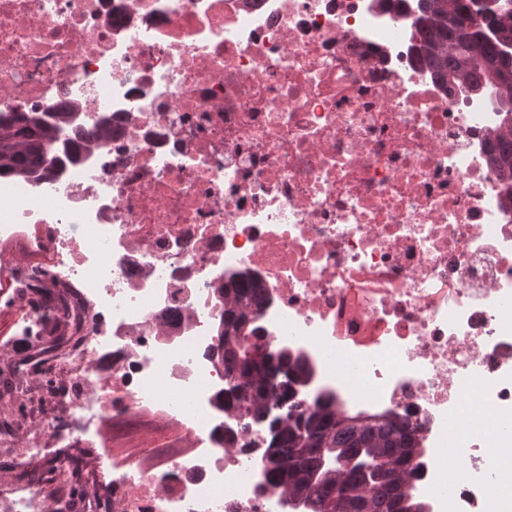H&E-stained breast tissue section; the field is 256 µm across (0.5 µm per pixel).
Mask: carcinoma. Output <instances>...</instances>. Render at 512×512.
Returning <instances> with one entry per match:
<instances>
[{
	"label": "carcinoma",
	"instance_id": "carcinoma-1",
	"mask_svg": "<svg viewBox=\"0 0 512 512\" xmlns=\"http://www.w3.org/2000/svg\"><path fill=\"white\" fill-rule=\"evenodd\" d=\"M417 62L451 93L481 101L504 113L512 123V12L484 9V22L474 17L468 0H413ZM69 112L34 113L16 129L0 123V175L32 178L46 164L71 155L61 138ZM494 163L512 180V136L498 134ZM233 309L224 313L220 332L228 360V403L245 405L268 422L271 437L265 450L267 483L281 489L284 502L297 512H426L410 477L413 460L424 456L416 434L392 419L371 423L345 415L321 395L273 410L278 392L305 387L312 370L300 357L282 348L256 358L254 345L231 343L246 322L242 317L259 294V285L244 274L229 279ZM275 382H270V379ZM63 485L80 498L85 477L69 467Z\"/></svg>",
	"mask_w": 512,
	"mask_h": 512
}]
</instances>
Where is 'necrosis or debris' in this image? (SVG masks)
<instances>
[{
    "instance_id": "1",
    "label": "necrosis or debris",
    "mask_w": 512,
    "mask_h": 512,
    "mask_svg": "<svg viewBox=\"0 0 512 512\" xmlns=\"http://www.w3.org/2000/svg\"><path fill=\"white\" fill-rule=\"evenodd\" d=\"M403 0H0V119L75 112L110 139L29 179L0 178V265L25 293L20 336L70 288L81 324L32 431L0 446L88 450L81 512H284L257 471L267 423L223 408L224 280L263 288L268 350L302 352L348 414L408 419L431 512H498L512 484V183L492 165L497 113L413 59ZM359 365L370 384L337 372ZM362 377V378H363ZM480 396L493 426L467 430ZM0 484V512H42Z\"/></svg>"
}]
</instances>
